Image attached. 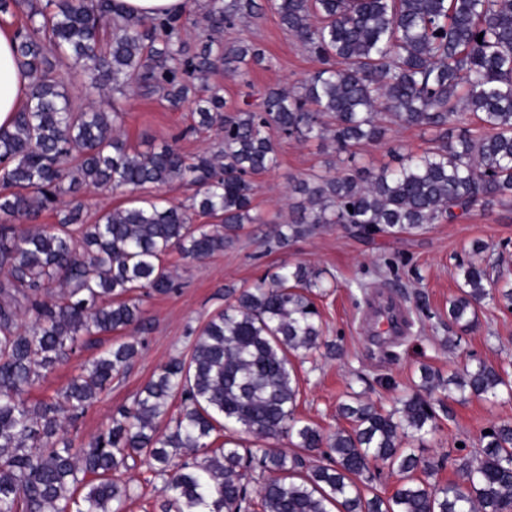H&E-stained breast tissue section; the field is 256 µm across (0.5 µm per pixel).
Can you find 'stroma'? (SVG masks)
Masks as SVG:
<instances>
[{"label":"stroma","instance_id":"obj_1","mask_svg":"<svg viewBox=\"0 0 512 512\" xmlns=\"http://www.w3.org/2000/svg\"><path fill=\"white\" fill-rule=\"evenodd\" d=\"M239 38L260 42L272 59L271 67L253 72L256 89L296 85L320 67L283 29L273 10H266L258 23L240 24L224 35L228 42ZM123 104L128 112L125 133L140 149L175 136L189 155L213 151L219 145L215 132L192 131L189 109L170 110L160 96L134 95ZM430 137L425 129L393 124L383 140L361 146L355 162L368 168L393 167L399 155L427 148ZM276 142L278 167L254 178L253 205L262 215V223L246 225L232 247L206 259L189 262L175 252L164 256V264L175 274L176 288L145 299L148 324L139 334L143 346L126 373L113 379L78 422L77 442H88L119 408L131 405L161 366L188 355L193 331L224 309L226 289L251 287L265 273L286 263L314 266L331 284L315 302L326 337L340 344L343 353L335 358L317 353L298 368L301 396L297 414L324 433L346 427L337 406L348 393H360L379 406L391 407L394 396L418 379L424 364L445 377L475 358L512 372V312L499 305H482L477 310L476 327L469 330L448 319V301L456 295L460 281L458 266L471 258L475 242L486 246L483 259L491 276L512 282V208L477 210L452 224L442 222L419 232L375 239L354 235L338 224H325L278 248L269 245L267 237L271 223L286 216L289 204L296 200L291 192L293 181L328 172L338 157L327 142L281 136ZM377 290L397 299L409 323L406 336L382 347L362 329L366 302ZM129 338L126 331L94 336L91 346L41 380L34 397L59 394L71 374L81 372L102 351ZM448 409L423 450L425 457L443 460L436 478L444 483L458 478L455 458L479 450L483 428L512 422V400L473 398L449 403ZM119 477L133 490L125 512H161L162 480L146 464L136 463Z\"/></svg>","mask_w":512,"mask_h":512}]
</instances>
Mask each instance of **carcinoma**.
<instances>
[{"label":"carcinoma","mask_w":512,"mask_h":512,"mask_svg":"<svg viewBox=\"0 0 512 512\" xmlns=\"http://www.w3.org/2000/svg\"><path fill=\"white\" fill-rule=\"evenodd\" d=\"M269 7L321 68L290 89L267 88L255 110H230L210 77L222 71L250 88L252 70L271 65L261 44L221 38L262 18L259 0H209L198 46L184 35L188 10L141 18L121 14L114 0H0V13L23 17L16 57L32 78L12 127L0 128V512H124L132 488L115 474L138 458L164 479L162 512H512V424L488 427L481 451L457 459L460 479L447 484L432 480L443 462L413 448L448 416V402L512 398V383L481 360L446 381L422 367L390 410L355 393L339 408L350 428L330 435L296 416L292 359L342 352L324 338L312 298L326 283L302 262L226 289L233 302L198 330L189 355L164 365L88 445L76 444L66 424L130 368L138 343L112 346L62 395L30 398L90 337L144 329L141 297L174 288L163 256L201 260L232 245L244 225L264 223L252 214V178L277 165L273 130L328 140L351 159L386 136L383 112L433 135L431 147L394 167L351 165L295 181L300 200L269 238L277 247L321 224L373 239L453 223L477 206H512V0ZM76 74L98 100L72 103L66 87ZM133 89L162 93L174 111L189 107L221 149L188 158L175 140L131 148L121 99ZM174 182L194 188L190 205L139 195ZM89 189L127 203L88 224L80 194ZM45 211L55 223H36ZM194 213L211 223H193ZM459 270L448 307L455 325L473 328L485 302L512 310V287H496L482 262ZM176 398L175 425L160 434ZM220 431L230 436L215 447ZM236 432L286 437L327 463L309 467L278 448L258 454ZM378 465L398 476L389 497L362 494Z\"/></svg>","instance_id":"obj_1"}]
</instances>
